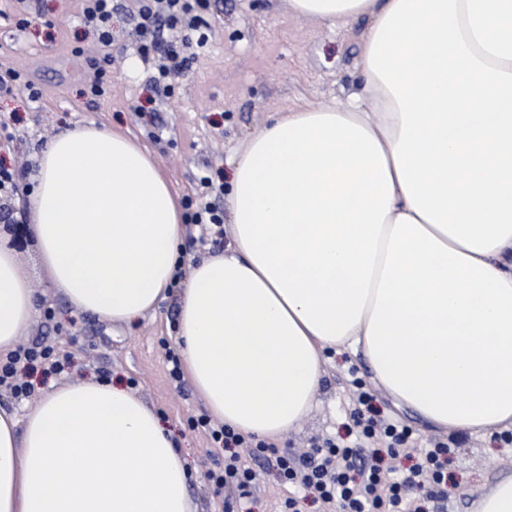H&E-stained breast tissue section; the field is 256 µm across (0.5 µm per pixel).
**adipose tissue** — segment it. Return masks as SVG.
Wrapping results in <instances>:
<instances>
[{
    "mask_svg": "<svg viewBox=\"0 0 512 512\" xmlns=\"http://www.w3.org/2000/svg\"><path fill=\"white\" fill-rule=\"evenodd\" d=\"M364 17L361 103L277 113L236 157L229 253L174 283L176 188L136 138L86 124L48 142L29 201L46 283L129 323L175 298L207 410L275 440L330 353L362 356L438 427L512 428V0H288ZM38 302L0 237V357ZM0 512H193L187 460L132 391L53 389L0 409Z\"/></svg>",
    "mask_w": 512,
    "mask_h": 512,
    "instance_id": "ef3b65f1",
    "label": "adipose tissue"
}]
</instances>
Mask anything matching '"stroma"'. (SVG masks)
I'll return each instance as SVG.
<instances>
[{
	"label": "stroma",
	"instance_id": "obj_1",
	"mask_svg": "<svg viewBox=\"0 0 512 512\" xmlns=\"http://www.w3.org/2000/svg\"><path fill=\"white\" fill-rule=\"evenodd\" d=\"M79 8V0H0V65L15 69L23 82L21 89L0 94V164L22 172L21 191L0 196V212L12 224L27 223L37 156L65 128L92 121L137 137L159 159L185 212L197 211L204 200L224 212L225 197L204 195L202 177L226 183L236 154L275 112L343 102L362 84L364 18L329 25L291 13L288 0H207V44L183 79L163 80L156 62H143L133 37L137 0H112L107 44L81 23ZM22 18L28 24L21 30ZM106 56L112 60L106 94L93 102L82 94L90 61ZM14 252L39 302L23 343L50 345L70 357L63 373L38 368L25 374L34 398L92 376L132 388L172 431L196 473L190 488L196 512H224V492L208 478L215 451L206 433L190 425L205 409L188 379L169 375L175 301H164L154 314L129 324L103 321L71 307L42 281L32 235ZM358 389L372 395L377 418L409 430V448L434 440L450 446L445 497L424 499L425 512H472L487 485L512 475V441L421 421L395 406L368 366L345 353L332 355L317 406L277 448L296 455L343 433Z\"/></svg>",
	"mask_w": 512,
	"mask_h": 512
}]
</instances>
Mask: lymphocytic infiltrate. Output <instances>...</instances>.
I'll return each mask as SVG.
<instances>
[{"instance_id":"lymphocytic-infiltrate-1","label":"lymphocytic infiltrate","mask_w":512,"mask_h":512,"mask_svg":"<svg viewBox=\"0 0 512 512\" xmlns=\"http://www.w3.org/2000/svg\"><path fill=\"white\" fill-rule=\"evenodd\" d=\"M205 3L206 0H140V51L146 56L154 52L161 54V76L185 73L192 58V35L206 25L198 13ZM163 29L174 34L166 45L159 42V32ZM38 361L48 364L56 373L69 365L68 356L59 354L53 347L22 345L0 366V388L8 389L15 398H29L32 387L21 373ZM370 401L368 393L357 394L358 409L353 413L360 437L369 442L368 449L332 444L312 447L299 457L262 441L246 447L242 434L226 425L211 423L209 417H199L197 426L207 430L213 447L224 451L223 470L208 474L217 487L235 493L234 500L225 501L224 512H234L235 503L253 495L255 472L245 463L249 457L274 460L281 483L305 490L335 512H402L401 505L407 496L440 488L448 465L447 443L434 442L431 448L419 452L408 468H399L395 461L409 433L396 424L364 417L362 408Z\"/></svg>"}]
</instances>
